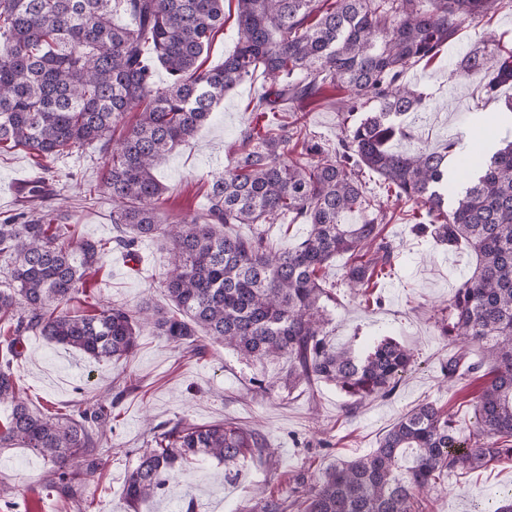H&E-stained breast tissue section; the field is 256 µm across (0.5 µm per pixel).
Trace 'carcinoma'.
I'll use <instances>...</instances> for the list:
<instances>
[{
  "label": "carcinoma",
  "mask_w": 512,
  "mask_h": 512,
  "mask_svg": "<svg viewBox=\"0 0 512 512\" xmlns=\"http://www.w3.org/2000/svg\"><path fill=\"white\" fill-rule=\"evenodd\" d=\"M319 2L237 0L236 48L209 68L203 55L224 28V0H0V150L26 149L46 173L56 159L99 146L106 172L86 184L84 197L112 200L117 232L111 243L77 238L66 215L43 213L42 196L0 224L8 282L0 289V402L10 406L0 451L20 445L41 456L44 484L67 512H88L85 486L103 474L99 449L124 392L85 396L65 413L34 411L14 369L27 335L96 360L130 359L145 328L192 356L222 343L246 360L287 361L292 387L335 384L352 412L394 392L416 366L411 349L384 339L359 356L328 340L337 289L364 294L397 257L380 234L381 205L366 195L368 173L416 207L419 233L471 253L470 275L449 299L443 326L460 347L442 372L452 386L484 380L473 429L464 437L454 413L421 403L370 453L318 474L300 470L286 495L263 494L250 512H421L444 477L512 461V141L473 162L472 180L454 194L448 164L461 138L439 151L388 148L410 136L401 116L428 106L406 73L437 57L464 21L512 9V0H334L324 11ZM118 13L133 26L116 24ZM499 42L486 36L495 49L468 51L453 75L478 78L495 95L512 82V49ZM159 68L168 75L163 87L154 82ZM258 71L267 89L252 111L265 124L240 134L203 208L169 219L157 160ZM330 86L349 95L338 107L346 128L328 151L283 113ZM355 210L366 213L362 223H344ZM285 216L310 225L291 251L237 229ZM153 238L170 244L162 287L173 310L114 304L79 315L66 308L112 248L133 256ZM341 255L352 262L329 283L321 271ZM272 454L258 430L235 421L161 422L128 470L124 495L138 512L186 465L211 458L235 474L241 461Z\"/></svg>",
  "instance_id": "obj_1"
}]
</instances>
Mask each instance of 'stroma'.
Here are the masks:
<instances>
[{
  "label": "stroma",
  "mask_w": 512,
  "mask_h": 512,
  "mask_svg": "<svg viewBox=\"0 0 512 512\" xmlns=\"http://www.w3.org/2000/svg\"><path fill=\"white\" fill-rule=\"evenodd\" d=\"M490 31L511 49L512 10L468 19L458 40L445 46L438 58L407 73L410 85L429 94L430 106L406 116L412 136L400 141L399 149L423 144L439 147L457 134L470 158L484 148L495 150L512 136V118L502 117L506 101L512 99V84L501 86L490 98L479 81L449 78V61L481 46ZM263 87L258 75L229 91L213 118L156 166L154 174L167 188L171 216L203 206L208 182L234 157L241 131L262 126V119L248 105ZM346 95V90L326 88L319 99L288 118L299 121L324 148H333L343 130L338 102ZM53 169L48 206L72 211L81 236L110 240L111 202L91 206L83 197L84 181H100L105 172L99 149L89 147L60 158ZM21 171L37 172L28 150L0 153V221L16 209L9 186ZM365 189L386 212L384 234L398 246L399 256L392 271L378 278L371 298L338 293L330 312V339L338 347L363 353L375 342L390 338L413 349L417 365L392 395L366 401L355 414H348L349 399L334 385L286 391L285 361L248 363L221 345L205 356L193 357L147 331L133 358L115 362L91 359L41 336L26 337L15 369L32 408L43 412L61 407L78 400L83 392L123 394L113 410L111 444L103 450L106 469L85 488L92 501L90 512H131L123 493L127 471L150 440L152 425L168 420L184 418L208 425L232 419L259 430L275 454L249 461L241 475L233 478L225 477L223 466L211 459L184 468L163 493L141 504L140 512H186L190 503L196 512H245L259 493L284 494L288 476L298 470L318 473L337 460L368 453L399 417L424 401L455 412L461 434H468L472 401L481 383L470 380L454 388L442 386L441 366L452 345L442 336L438 322L447 317L448 300L468 277L473 259L465 249L417 236L411 207L388 197L377 176L367 177ZM138 252L139 263L131 264L124 253L112 251L103 268L89 276L85 291L70 302V310L88 313L93 305L109 303L133 308L147 299L169 308L159 286L169 260L168 243L146 239ZM258 379L270 381V389H256ZM46 467L42 457L26 448L0 455V478L11 486L14 505L9 511L0 504V512H60L42 480ZM510 493L512 462L504 461L449 476L426 512H493L496 502Z\"/></svg>",
  "instance_id": "35a3bbf8"
}]
</instances>
